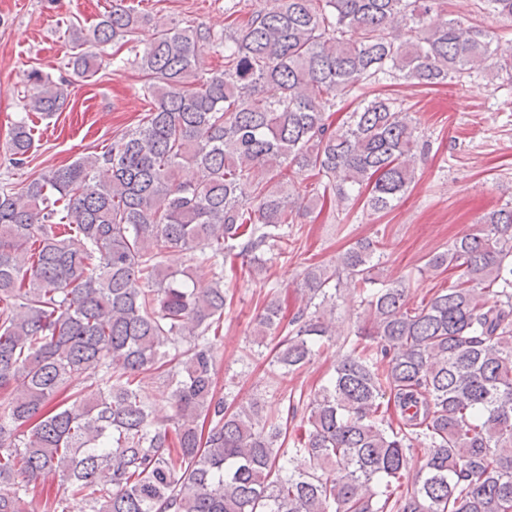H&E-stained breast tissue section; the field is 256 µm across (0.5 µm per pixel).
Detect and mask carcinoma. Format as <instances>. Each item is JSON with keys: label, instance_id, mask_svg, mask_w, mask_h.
<instances>
[{"label": "carcinoma", "instance_id": "1", "mask_svg": "<svg viewBox=\"0 0 512 512\" xmlns=\"http://www.w3.org/2000/svg\"><path fill=\"white\" fill-rule=\"evenodd\" d=\"M224 13L220 37L155 22L131 60L150 109L110 149L0 188V512H69L75 499L88 512H512V205L427 260L459 275L415 307L404 279L380 280L372 240L332 271L307 266L292 316L264 301L253 343L275 335L271 363L288 375L336 335L326 304L340 286L362 295L355 339L318 389L288 396L287 417L257 397L229 406L216 384L227 262L261 271L301 209L365 187L382 212L414 180L427 143L412 114L378 96L339 130L336 100L387 78L512 80V42L448 17V0ZM147 20L113 0L83 41L132 43ZM220 45L224 70L200 71L201 50ZM98 59L70 64L90 78ZM26 82L15 164L34 147L30 114L67 106L49 75ZM300 172L317 177L306 197L290 190ZM154 374L171 389L165 419L144 385ZM418 448L427 458L405 486ZM51 476L62 492L34 507L31 486Z\"/></svg>", "mask_w": 512, "mask_h": 512}]
</instances>
